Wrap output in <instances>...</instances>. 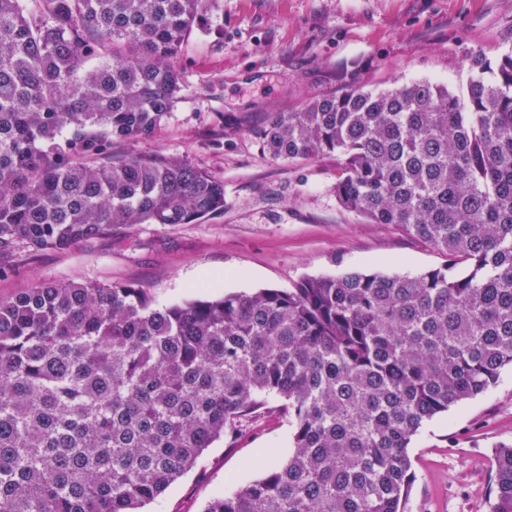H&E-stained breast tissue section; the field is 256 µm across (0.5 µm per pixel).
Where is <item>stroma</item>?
<instances>
[{
	"instance_id": "35a3bbf8",
	"label": "stroma",
	"mask_w": 512,
	"mask_h": 512,
	"mask_svg": "<svg viewBox=\"0 0 512 512\" xmlns=\"http://www.w3.org/2000/svg\"><path fill=\"white\" fill-rule=\"evenodd\" d=\"M512 48V0H210L179 55L184 87L149 137L112 156L188 163L224 183V211L192 224H132L66 250L0 259V299L42 281L146 289L157 306L350 271L417 275L446 255L342 207L335 156L275 159L259 130L275 112L349 85L430 79L466 95L469 58ZM276 399L205 450L146 512H201L286 457L292 428ZM512 441V368L492 390L424 423L408 448L411 512H490L494 452Z\"/></svg>"
}]
</instances>
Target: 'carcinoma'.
Wrapping results in <instances>:
<instances>
[{
  "label": "carcinoma",
  "instance_id": "cac0c4a2",
  "mask_svg": "<svg viewBox=\"0 0 512 512\" xmlns=\"http://www.w3.org/2000/svg\"><path fill=\"white\" fill-rule=\"evenodd\" d=\"M208 0H0V255L224 210V182L112 159L152 135ZM460 97L350 87L261 132L334 154L347 210L448 256L420 275L306 277L156 307L143 288L42 282L0 300V512H141L272 396L288 456L203 512H409L423 423L512 367V51ZM491 512H512V443Z\"/></svg>",
  "mask_w": 512,
  "mask_h": 512
}]
</instances>
